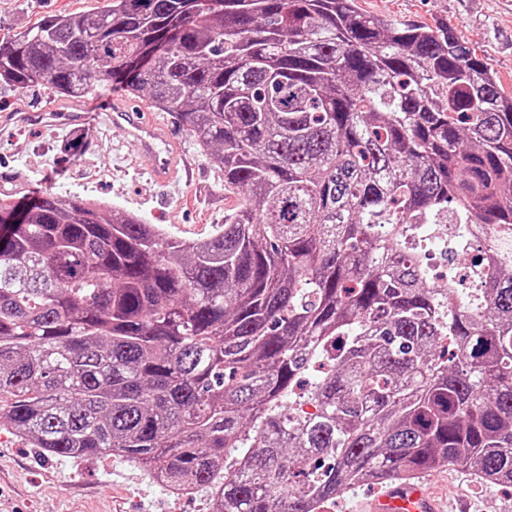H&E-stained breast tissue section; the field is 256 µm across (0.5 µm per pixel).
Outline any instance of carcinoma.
<instances>
[{
  "label": "carcinoma",
  "mask_w": 512,
  "mask_h": 512,
  "mask_svg": "<svg viewBox=\"0 0 512 512\" xmlns=\"http://www.w3.org/2000/svg\"><path fill=\"white\" fill-rule=\"evenodd\" d=\"M94 75L172 113L238 203L194 239L0 196L15 436L206 486L211 512H317L443 466L512 487V93L484 56L357 0H106L0 38V84L77 98ZM440 220L492 252L458 307L406 242Z\"/></svg>",
  "instance_id": "carcinoma-1"
}]
</instances>
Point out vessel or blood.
Instances as JSON below:
<instances>
[{
	"mask_svg": "<svg viewBox=\"0 0 512 512\" xmlns=\"http://www.w3.org/2000/svg\"><path fill=\"white\" fill-rule=\"evenodd\" d=\"M112 124L122 126L127 142L134 152L150 156L153 160V180L164 186L178 174L180 144L168 125L150 113L144 112L135 102L127 99L104 98L101 106ZM53 109L35 111L21 106L0 114V132L13 125L47 124L56 118ZM362 512H444L439 502L424 495L416 484H398L366 502Z\"/></svg>",
	"mask_w": 512,
	"mask_h": 512,
	"instance_id": "vessel-or-blood-1",
	"label": "vessel or blood"
}]
</instances>
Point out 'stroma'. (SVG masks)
Instances as JSON below:
<instances>
[{"label":"stroma","instance_id":"obj_1","mask_svg":"<svg viewBox=\"0 0 512 512\" xmlns=\"http://www.w3.org/2000/svg\"><path fill=\"white\" fill-rule=\"evenodd\" d=\"M104 0H0V36L22 31L37 20L89 11ZM367 12L396 21L445 24L487 59L506 91L512 92V0H358ZM185 167L173 185L151 177L149 158L126 157L124 131L107 124L101 112L81 125H20L0 135V193L51 189L69 201L95 199L132 211L187 238L207 236L224 222L232 199L224 195V173L181 127H174ZM81 134L87 146L78 157L61 144ZM424 491L454 512L466 501L471 512H504L512 489L482 483L455 467L426 474ZM207 488L176 497L148 473L118 455L85 461L42 458L38 449L16 438L0 423V512H204Z\"/></svg>","mask_w":512,"mask_h":512}]
</instances>
